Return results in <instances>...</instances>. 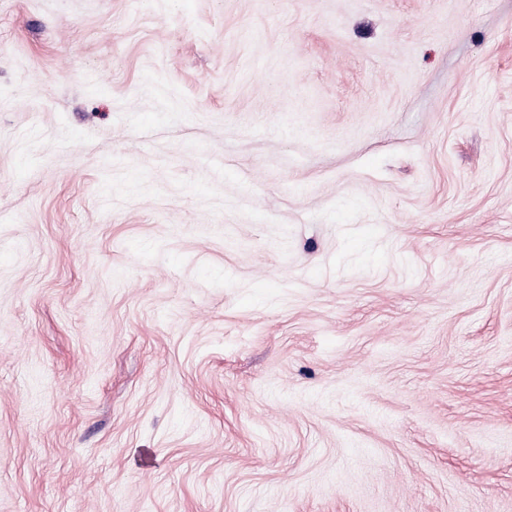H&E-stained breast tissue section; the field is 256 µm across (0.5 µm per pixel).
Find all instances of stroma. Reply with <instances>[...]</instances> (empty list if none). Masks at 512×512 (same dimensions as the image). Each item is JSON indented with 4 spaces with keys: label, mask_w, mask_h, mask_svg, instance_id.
Here are the masks:
<instances>
[{
    "label": "stroma",
    "mask_w": 512,
    "mask_h": 512,
    "mask_svg": "<svg viewBox=\"0 0 512 512\" xmlns=\"http://www.w3.org/2000/svg\"><path fill=\"white\" fill-rule=\"evenodd\" d=\"M0 512H512V0H0Z\"/></svg>",
    "instance_id": "35a3bbf8"
}]
</instances>
